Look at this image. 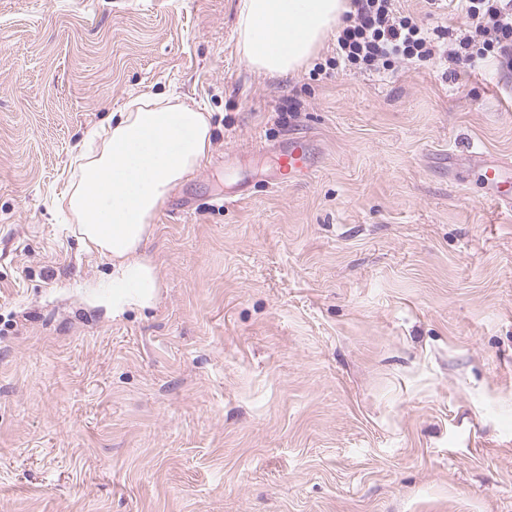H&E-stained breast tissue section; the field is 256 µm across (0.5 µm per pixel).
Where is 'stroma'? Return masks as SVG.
<instances>
[{
	"label": "stroma",
	"mask_w": 512,
	"mask_h": 512,
	"mask_svg": "<svg viewBox=\"0 0 512 512\" xmlns=\"http://www.w3.org/2000/svg\"><path fill=\"white\" fill-rule=\"evenodd\" d=\"M237 0H0V512H512V71L286 76ZM454 44L455 0H398ZM143 94L209 115L157 208L151 307L55 216ZM303 138L312 180L266 185ZM230 195L215 208L207 199ZM482 181L486 186L491 187L494 192V198L502 206L512 209V191L510 190V182L503 177L500 167L494 164L485 165L481 173ZM508 188H504L506 184Z\"/></svg>",
	"instance_id": "stroma-1"
}]
</instances>
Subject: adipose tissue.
Returning <instances> with one entry per match:
<instances>
[{
  "label": "adipose tissue",
  "mask_w": 512,
  "mask_h": 512,
  "mask_svg": "<svg viewBox=\"0 0 512 512\" xmlns=\"http://www.w3.org/2000/svg\"><path fill=\"white\" fill-rule=\"evenodd\" d=\"M347 0H238V47L254 71L285 76L316 55ZM204 112L159 96L126 106L97 149H81L63 198L82 241L112 261V309L151 305L156 268L140 254L169 188L211 148Z\"/></svg>",
  "instance_id": "adipose-tissue-1"
}]
</instances>
